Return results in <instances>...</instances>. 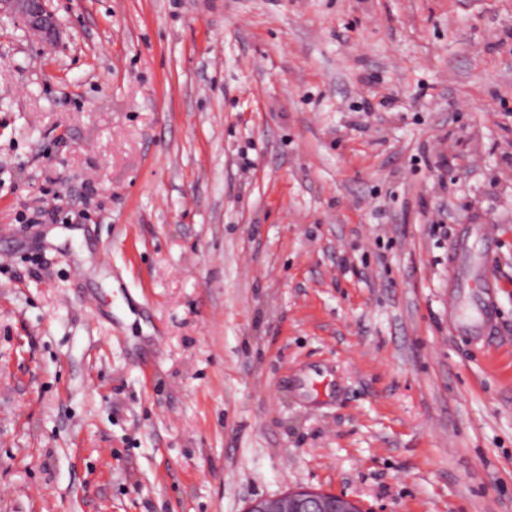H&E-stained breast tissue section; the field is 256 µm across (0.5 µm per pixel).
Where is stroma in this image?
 Listing matches in <instances>:
<instances>
[{
    "mask_svg": "<svg viewBox=\"0 0 512 512\" xmlns=\"http://www.w3.org/2000/svg\"><path fill=\"white\" fill-rule=\"evenodd\" d=\"M51 7L0 17V512H512V0ZM2 13L17 19L44 41L56 42L60 37V20L48 0H1L0 15ZM473 288H477L485 296V300L482 311L476 320L472 322L461 323V326L459 327L458 331L462 334H471L478 332L480 330L481 325L491 319L493 313L491 302L493 291L491 289L497 288L496 282L493 279L486 276L480 277L477 280H475ZM357 500L315 491H286L276 497L252 500L245 512H358Z\"/></svg>",
    "mask_w": 512,
    "mask_h": 512,
    "instance_id": "obj_1",
    "label": "stroma"
}]
</instances>
